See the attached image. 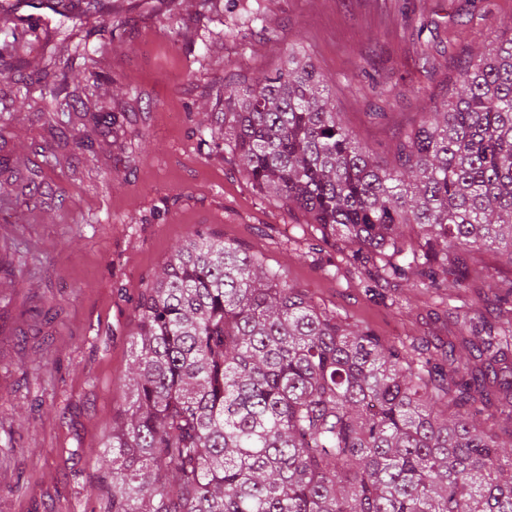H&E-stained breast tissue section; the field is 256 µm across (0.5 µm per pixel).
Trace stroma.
Masks as SVG:
<instances>
[{
	"mask_svg": "<svg viewBox=\"0 0 512 512\" xmlns=\"http://www.w3.org/2000/svg\"><path fill=\"white\" fill-rule=\"evenodd\" d=\"M0 22V45L39 61L49 9ZM512 0H114L89 25L88 58L118 92L116 122L92 136L93 188L31 150L47 134L26 88L0 74L11 117L0 161L33 157L51 189L35 207L0 206V512H108L100 457L126 386L136 305L174 248L194 231L234 243L284 273L337 317L404 345L461 346L478 320L506 306L482 278L441 288L381 281L377 256L321 240L302 211L260 193L238 155L203 145L220 87L274 73L288 54L310 59L361 144L392 161L402 133L447 100L469 55L485 49ZM88 58L71 80L84 82ZM469 265L512 292V258L471 248Z\"/></svg>",
	"mask_w": 512,
	"mask_h": 512,
	"instance_id": "obj_1",
	"label": "stroma"
}]
</instances>
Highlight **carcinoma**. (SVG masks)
Returning a JSON list of instances; mask_svg holds the SVG:
<instances>
[{
	"instance_id": "1",
	"label": "carcinoma",
	"mask_w": 512,
	"mask_h": 512,
	"mask_svg": "<svg viewBox=\"0 0 512 512\" xmlns=\"http://www.w3.org/2000/svg\"><path fill=\"white\" fill-rule=\"evenodd\" d=\"M75 35L112 0H54ZM45 43L38 123L90 139L108 117L92 83ZM216 127L258 191L305 211L321 234L386 257L383 274L437 289L458 250L512 256V27L470 56L450 100L424 113L384 164L343 124L309 61L216 94ZM76 175L94 152L55 155ZM9 196L37 174L0 166ZM419 228L420 246L404 235ZM134 392L112 418V512H512V452L476 416L512 419V329L481 320L437 356L386 342L317 306L278 271L201 232L180 245L138 305Z\"/></svg>"
}]
</instances>
